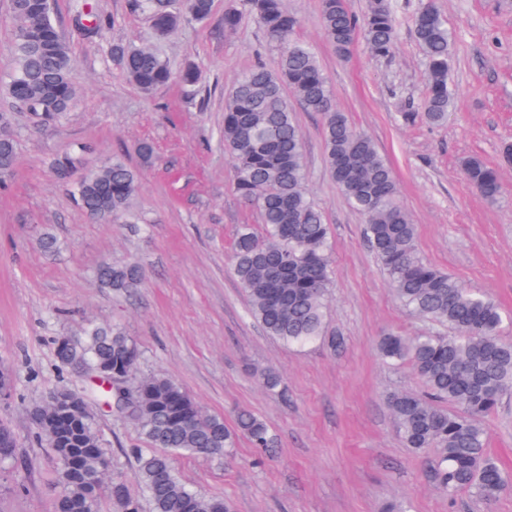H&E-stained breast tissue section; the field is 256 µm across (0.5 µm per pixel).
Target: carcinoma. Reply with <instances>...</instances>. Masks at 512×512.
I'll return each instance as SVG.
<instances>
[{
	"instance_id": "1",
	"label": "carcinoma",
	"mask_w": 512,
	"mask_h": 512,
	"mask_svg": "<svg viewBox=\"0 0 512 512\" xmlns=\"http://www.w3.org/2000/svg\"><path fill=\"white\" fill-rule=\"evenodd\" d=\"M147 14L155 35L165 37L185 21L210 19L213 0H131ZM14 67L6 94L41 122L52 123L77 95L70 79L73 59L52 17L51 0H11ZM322 27L336 54L345 58L358 40L377 57L390 56L397 35L391 0H371L359 17L350 0H320ZM246 16L260 25L266 45L279 51L277 70L254 62L231 91L224 107V150L236 167L239 196L255 205L260 223L241 224L233 242V273L244 289L251 316L266 334L287 345H304L323 335L324 310L333 286L329 226L309 197L301 131L293 103L321 116L326 163L331 179L365 220L364 233L388 274L399 301L422 318L452 330L448 336H402L386 332L378 343L388 364L407 363L423 382V396L401 392L389 406L406 447L434 451L439 488L452 498L461 491L492 502L512 487L486 448L480 421L512 388V343L499 336L500 307L487 296L463 287L418 253L415 225L398 201L388 163L372 139L336 109L329 80L314 50L295 38L298 18L282 0H237L224 11V30L238 28ZM414 35L426 62L423 112L404 113L437 125L448 117L453 97L448 85L452 44L448 27L433 0H424L414 21ZM112 61L142 91L172 78L167 61L153 49L116 43ZM16 144L0 142V178L15 165ZM467 180L486 199H497L499 169L472 156L465 160ZM80 205L103 221L131 216L138 174L114 159L82 178ZM97 279L119 294H132L143 282L135 264L101 265ZM140 352L118 329L90 326L58 353L64 366L104 368L126 380L137 368ZM129 417L149 448H133L136 480L153 512H232L220 497H205L176 474L172 457L228 456L241 436L268 450L273 440L264 420L249 410L237 412L234 426L206 415L176 382L144 377L129 396L107 399ZM37 438L49 441L57 458L56 482L62 493L57 512H99L102 471L110 460L88 414L59 411ZM109 494L118 512H141L139 499L122 482Z\"/></svg>"
}]
</instances>
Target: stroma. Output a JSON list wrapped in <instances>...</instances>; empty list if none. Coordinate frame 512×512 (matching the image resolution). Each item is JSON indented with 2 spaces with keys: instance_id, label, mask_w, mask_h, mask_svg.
I'll return each instance as SVG.
<instances>
[{
  "instance_id": "35a3bbf8",
  "label": "stroma",
  "mask_w": 512,
  "mask_h": 512,
  "mask_svg": "<svg viewBox=\"0 0 512 512\" xmlns=\"http://www.w3.org/2000/svg\"><path fill=\"white\" fill-rule=\"evenodd\" d=\"M102 29L76 21V0H52L75 65L78 97L64 117L41 123L0 92V113L12 123L17 160L0 183V423L12 431L16 464H0V512H55L57 461L37 441L32 410L54 392L82 396L111 460L104 486L124 481L151 504L135 482L132 449L145 441L104 402L96 377L62 369L59 338L79 336L90 324L119 327L138 346L135 378L166 376L209 415L233 423L238 410L262 418L276 439L255 464L239 440L227 458L182 456L175 467L199 494L228 500L233 512H512V491L492 503L470 493L448 498L436 484L430 453L406 448L388 407L390 393H421L410 365L389 366L377 352L386 330L405 336H444L447 327L410 312L364 238V219L337 190L325 163L321 118L297 111L306 162V188L322 208L333 245L334 285L321 339L289 348L270 338L250 315L232 271L238 225L255 224L258 211L235 190V168L224 151V104L255 58L276 69L258 23L244 19L224 29L234 0H214L207 23H185L157 38L129 0H90ZM421 0H393L397 37L388 58L357 42L339 58L324 37L320 0H284L300 25L296 36L316 52L337 108L374 140L392 167L398 200L416 227L420 255L464 287L498 304L507 318L500 336L512 341V5L506 0H438L453 39L450 84L455 105L448 121L430 126L404 120L422 109L423 52L412 19ZM148 45L172 71L192 62L199 82H171L142 93L112 62V46ZM155 159L141 166L139 142ZM82 150L80 165L61 179L53 163ZM472 156L499 167L501 193L488 202L465 179ZM139 172L135 222L91 218L67 185L112 158ZM54 250H43L44 236ZM104 263L138 264L144 283L131 296L100 287ZM281 379L278 392L262 388L256 370ZM490 455L512 473V392L482 420Z\"/></svg>"
}]
</instances>
